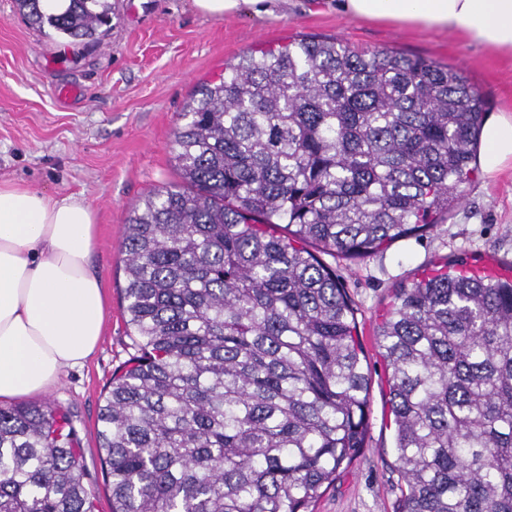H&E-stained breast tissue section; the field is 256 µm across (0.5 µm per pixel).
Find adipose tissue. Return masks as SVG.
Masks as SVG:
<instances>
[{
    "label": "adipose tissue",
    "instance_id": "adipose-tissue-1",
    "mask_svg": "<svg viewBox=\"0 0 512 512\" xmlns=\"http://www.w3.org/2000/svg\"><path fill=\"white\" fill-rule=\"evenodd\" d=\"M351 17L448 31L512 54V0H337ZM479 164L493 176L512 164V115L487 120ZM96 214L75 195L0 181V403L39 396L95 351L105 321L89 258Z\"/></svg>",
    "mask_w": 512,
    "mask_h": 512
}]
</instances>
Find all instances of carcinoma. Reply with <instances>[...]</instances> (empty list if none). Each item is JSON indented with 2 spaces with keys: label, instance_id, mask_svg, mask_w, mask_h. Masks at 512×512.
Masks as SVG:
<instances>
[{
  "label": "carcinoma",
  "instance_id": "obj_1",
  "mask_svg": "<svg viewBox=\"0 0 512 512\" xmlns=\"http://www.w3.org/2000/svg\"><path fill=\"white\" fill-rule=\"evenodd\" d=\"M74 40L104 0L60 15ZM487 100L463 69L298 36L192 93L179 182L125 224L137 354L100 409L112 512H312L364 448L369 377L355 310L323 256L364 259L463 202ZM388 376L396 512H512V277L423 271L376 330ZM61 406L0 407V512H94Z\"/></svg>",
  "mask_w": 512,
  "mask_h": 512
}]
</instances>
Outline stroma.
Returning a JSON list of instances; mask_svg holds the SVG:
<instances>
[{"label":"stroma","mask_w":512,"mask_h":512,"mask_svg":"<svg viewBox=\"0 0 512 512\" xmlns=\"http://www.w3.org/2000/svg\"><path fill=\"white\" fill-rule=\"evenodd\" d=\"M112 22L97 41L75 42L32 25L16 0H0V180L85 198L99 233L90 266L105 288L95 353L68 370L46 399L67 408L93 476L95 512L112 499L98 453V415L115 373L135 353L125 302L124 230L132 206L153 187L178 182L171 141L196 87L222 77L240 55L294 35L336 38L357 51H401L462 68L491 111L512 114V55L449 32L361 21L336 0H288L274 15L213 18L191 0H110ZM73 85L63 100L57 88ZM447 220L362 260L333 266L356 309L371 377L365 446L316 501L314 512H395L402 493L386 403L388 372L376 327L395 288L445 260L512 269V165L478 175Z\"/></svg>","instance_id":"35a3bbf8"}]
</instances>
